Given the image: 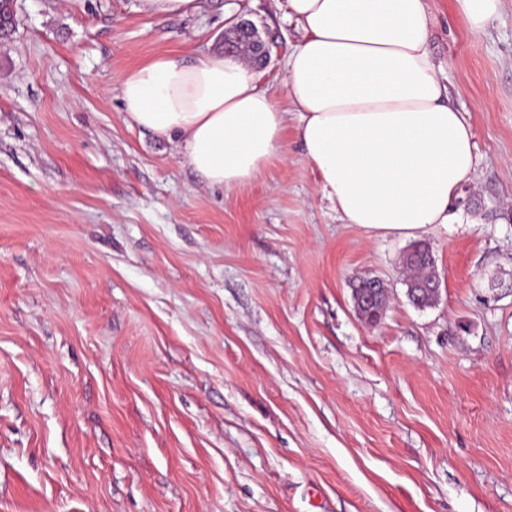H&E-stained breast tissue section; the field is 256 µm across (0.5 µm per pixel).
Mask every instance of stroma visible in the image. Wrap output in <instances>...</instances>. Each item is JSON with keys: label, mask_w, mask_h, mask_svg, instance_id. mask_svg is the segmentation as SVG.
Masks as SVG:
<instances>
[{"label": "stroma", "mask_w": 512, "mask_h": 512, "mask_svg": "<svg viewBox=\"0 0 512 512\" xmlns=\"http://www.w3.org/2000/svg\"><path fill=\"white\" fill-rule=\"evenodd\" d=\"M431 47L479 162L413 237L339 220L288 113L283 0H16L0 39V512H512V0ZM247 19L286 112L250 183L210 186L125 118L122 73ZM390 290L377 325L350 284ZM140 9L149 14L164 17L189 14L199 8L198 0H139ZM413 246L414 248L405 256V263L416 272V275L406 282V286L413 285L420 288V285L433 275L435 256L432 247L426 241H415Z\"/></svg>", "instance_id": "1"}]
</instances>
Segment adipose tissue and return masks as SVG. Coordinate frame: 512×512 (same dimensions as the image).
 Returning <instances> with one entry per match:
<instances>
[{
    "instance_id": "1",
    "label": "adipose tissue",
    "mask_w": 512,
    "mask_h": 512,
    "mask_svg": "<svg viewBox=\"0 0 512 512\" xmlns=\"http://www.w3.org/2000/svg\"><path fill=\"white\" fill-rule=\"evenodd\" d=\"M303 35L286 96L297 137L339 219L406 235L450 221L476 166L472 125L450 100L430 39L428 0H286ZM239 54L161 55L124 73L127 120L211 186L257 178L281 148L285 114Z\"/></svg>"
}]
</instances>
